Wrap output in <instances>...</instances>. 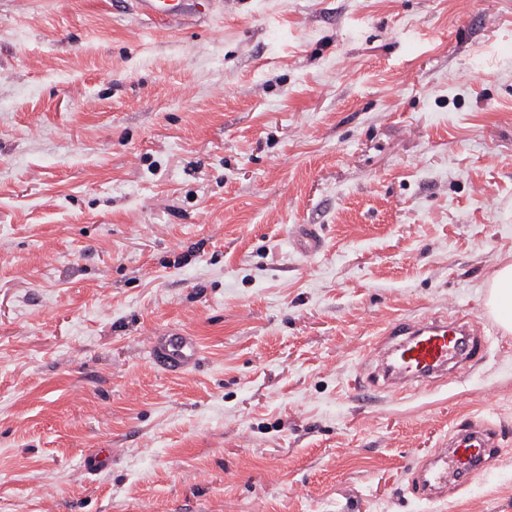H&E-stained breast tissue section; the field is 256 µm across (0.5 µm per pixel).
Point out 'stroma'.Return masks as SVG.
Here are the masks:
<instances>
[{
  "instance_id": "obj_1",
  "label": "stroma",
  "mask_w": 512,
  "mask_h": 512,
  "mask_svg": "<svg viewBox=\"0 0 512 512\" xmlns=\"http://www.w3.org/2000/svg\"><path fill=\"white\" fill-rule=\"evenodd\" d=\"M506 263L512 0H0V512H512ZM427 313L485 319L482 361L359 389ZM469 417L495 468L416 498ZM176 1L181 6L173 8L166 2ZM133 9L137 14L145 16L149 21L159 25H173L180 23L190 11L185 0H132ZM488 288V304L498 311L503 329L512 332V265L498 269ZM200 358V346L195 336L185 332H173L155 336L151 347V360L163 370L184 374L196 366Z\"/></svg>"
}]
</instances>
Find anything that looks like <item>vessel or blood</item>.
I'll return each mask as SVG.
<instances>
[{
	"label": "vessel or blood",
	"mask_w": 512,
	"mask_h": 512,
	"mask_svg": "<svg viewBox=\"0 0 512 512\" xmlns=\"http://www.w3.org/2000/svg\"><path fill=\"white\" fill-rule=\"evenodd\" d=\"M132 2L137 14L159 25L179 23L188 13L186 7L168 6L167 0ZM484 346L466 316L397 318L387 324L380 345L368 353L364 383L399 393L442 375L449 366L475 363ZM199 358L196 337L184 332L158 335L151 347L153 363L170 373L187 372ZM498 450L497 433L490 423L477 420L456 425L441 447L416 467L411 489L418 498L430 501L448 484L467 486L493 468Z\"/></svg>",
	"instance_id": "1"
}]
</instances>
